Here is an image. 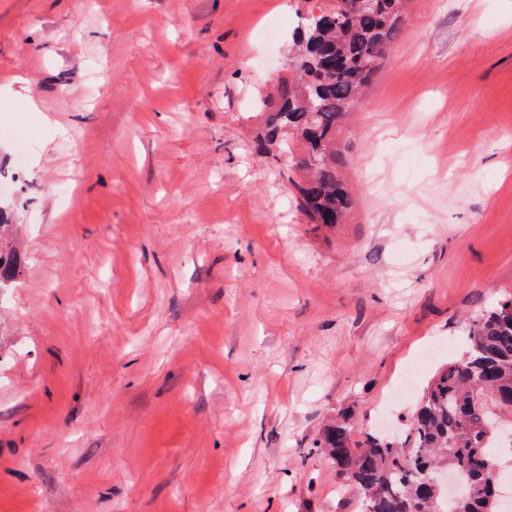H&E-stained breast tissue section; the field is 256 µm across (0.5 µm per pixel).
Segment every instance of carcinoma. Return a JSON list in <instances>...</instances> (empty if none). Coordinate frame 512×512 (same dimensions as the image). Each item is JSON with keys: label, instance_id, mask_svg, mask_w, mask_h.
<instances>
[{"label": "carcinoma", "instance_id": "1", "mask_svg": "<svg viewBox=\"0 0 512 512\" xmlns=\"http://www.w3.org/2000/svg\"><path fill=\"white\" fill-rule=\"evenodd\" d=\"M405 0H330L314 6L319 24L292 35V76L273 83L258 101L265 124L260 152L292 153L308 171L298 186L300 207L312 224L334 225L347 214L349 192L336 159V129L353 111L389 44L401 33ZM17 270L15 253L0 250V288ZM465 354L438 368L423 388L401 443L365 433L352 438V410L326 425L315 448L336 479L355 488L361 512H500L487 464L502 438L495 416L512 409V299L471 321ZM442 468L461 474L467 494L456 501L423 479Z\"/></svg>", "mask_w": 512, "mask_h": 512}]
</instances>
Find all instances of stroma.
Listing matches in <instances>:
<instances>
[{"label": "stroma", "mask_w": 512, "mask_h": 512, "mask_svg": "<svg viewBox=\"0 0 512 512\" xmlns=\"http://www.w3.org/2000/svg\"><path fill=\"white\" fill-rule=\"evenodd\" d=\"M309 9L0 0V512H359L323 425L512 297V0H411L332 227L253 147Z\"/></svg>", "instance_id": "obj_1"}]
</instances>
